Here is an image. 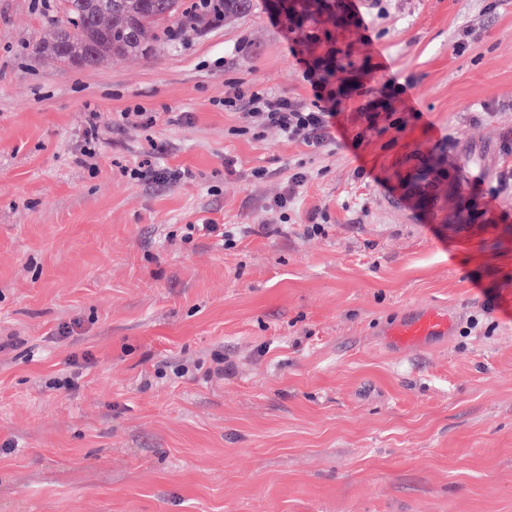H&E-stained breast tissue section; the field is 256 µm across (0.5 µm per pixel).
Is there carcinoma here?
Listing matches in <instances>:
<instances>
[{"label": "carcinoma", "mask_w": 512, "mask_h": 512, "mask_svg": "<svg viewBox=\"0 0 512 512\" xmlns=\"http://www.w3.org/2000/svg\"><path fill=\"white\" fill-rule=\"evenodd\" d=\"M93 0H62L61 16L47 52L58 61L93 67L103 59L147 56L151 41L169 44L188 31H200L228 18L251 12L255 0H210L204 9L185 6V0H109L96 10Z\"/></svg>", "instance_id": "carcinoma-1"}]
</instances>
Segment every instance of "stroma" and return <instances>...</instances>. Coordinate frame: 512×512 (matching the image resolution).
Segmentation results:
<instances>
[{
  "mask_svg": "<svg viewBox=\"0 0 512 512\" xmlns=\"http://www.w3.org/2000/svg\"><path fill=\"white\" fill-rule=\"evenodd\" d=\"M258 2L84 68L42 50L60 0H0V512H512V0H384L362 27ZM329 53L403 87L404 131L356 141L345 102L321 154L240 134L236 85L311 100ZM420 150L469 185L408 222L382 193ZM146 160L191 176L132 179ZM204 219L236 244L185 239ZM430 308L450 336L387 343ZM185 239L190 240L194 234H216L224 238V245L231 247L237 235L236 227L232 224H213L210 220H202L201 224L186 225Z\"/></svg>",
  "mask_w": 512,
  "mask_h": 512,
  "instance_id": "1",
  "label": "stroma"
}]
</instances>
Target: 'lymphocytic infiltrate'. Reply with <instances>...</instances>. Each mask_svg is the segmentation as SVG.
<instances>
[{
  "label": "lymphocytic infiltrate",
  "instance_id": "f902f5d3",
  "mask_svg": "<svg viewBox=\"0 0 512 512\" xmlns=\"http://www.w3.org/2000/svg\"><path fill=\"white\" fill-rule=\"evenodd\" d=\"M343 66L308 65L306 78L314 91L312 102L277 95L263 90L240 89L225 99L227 107L241 110L247 124L273 126L292 141H298L316 152L333 144V121L342 100H357L356 112L364 123L359 136L368 138L378 128L379 121L390 120L384 96L360 81L342 76Z\"/></svg>",
  "mask_w": 512,
  "mask_h": 512
}]
</instances>
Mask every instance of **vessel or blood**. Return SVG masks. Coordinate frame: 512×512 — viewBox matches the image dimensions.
Segmentation results:
<instances>
[{
  "mask_svg": "<svg viewBox=\"0 0 512 512\" xmlns=\"http://www.w3.org/2000/svg\"><path fill=\"white\" fill-rule=\"evenodd\" d=\"M462 188L458 165L442 168L435 165L428 153H416L407 165L405 178L393 191L385 193L388 210L414 216L417 212L436 213L444 192ZM449 321L446 313L430 310L409 317L389 332L391 340L408 347L447 335Z\"/></svg>",
  "mask_w": 512,
  "mask_h": 512,
  "instance_id": "obj_1",
  "label": "vessel or blood"
}]
</instances>
